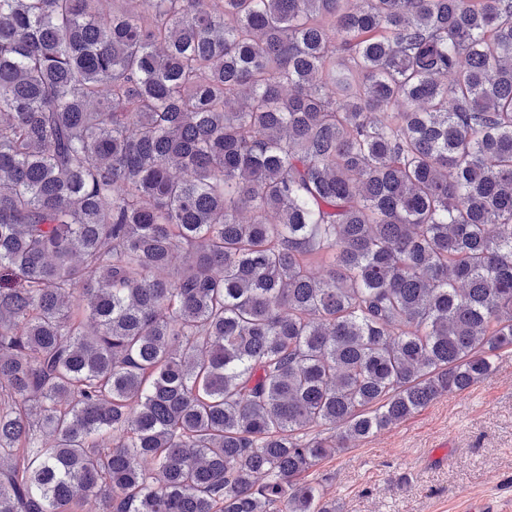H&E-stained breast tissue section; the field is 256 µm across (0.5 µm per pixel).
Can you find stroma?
<instances>
[{"mask_svg":"<svg viewBox=\"0 0 512 512\" xmlns=\"http://www.w3.org/2000/svg\"><path fill=\"white\" fill-rule=\"evenodd\" d=\"M446 449L448 460L432 461ZM336 512H462L494 499L512 512V353L468 391L444 395L314 467Z\"/></svg>","mask_w":512,"mask_h":512,"instance_id":"stroma-1","label":"stroma"}]
</instances>
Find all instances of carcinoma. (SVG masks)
Instances as JSON below:
<instances>
[{
  "label": "carcinoma",
  "instance_id": "carcinoma-1",
  "mask_svg": "<svg viewBox=\"0 0 512 512\" xmlns=\"http://www.w3.org/2000/svg\"><path fill=\"white\" fill-rule=\"evenodd\" d=\"M503 350L512 0H0V512H336Z\"/></svg>",
  "mask_w": 512,
  "mask_h": 512
}]
</instances>
